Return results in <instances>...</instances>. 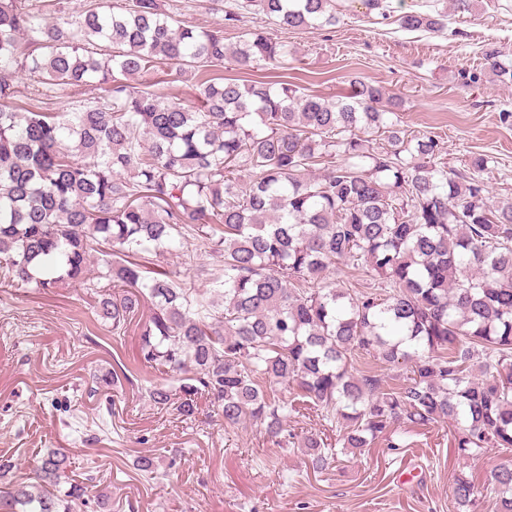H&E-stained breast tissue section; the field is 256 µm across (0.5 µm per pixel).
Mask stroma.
Segmentation results:
<instances>
[{
    "label": "stroma",
    "mask_w": 512,
    "mask_h": 512,
    "mask_svg": "<svg viewBox=\"0 0 512 512\" xmlns=\"http://www.w3.org/2000/svg\"><path fill=\"white\" fill-rule=\"evenodd\" d=\"M332 29L285 30L300 52L309 92L336 96L360 77L406 99L403 134L438 137L442 159L462 168L471 154L492 161L483 178L492 200H512V88L483 65L482 51L512 53V0L451 14L441 33L375 24L359 0H340ZM98 297L72 283L42 292L0 285V457L24 480L37 454L64 448L88 492L77 512H456L455 473L473 475L484 502L493 469L512 467V448L457 458L440 423L406 433V445L379 441L313 470L296 445L280 448L263 427L225 426L209 396L192 412L151 401L162 379L140 357L149 306L113 331Z\"/></svg>",
    "instance_id": "stroma-1"
}]
</instances>
